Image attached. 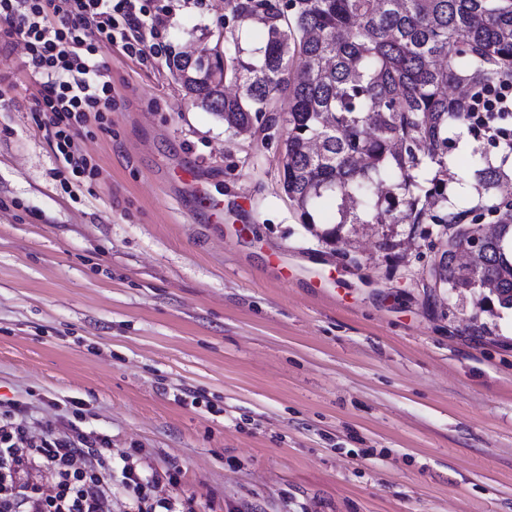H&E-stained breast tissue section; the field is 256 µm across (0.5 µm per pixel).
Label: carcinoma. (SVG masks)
<instances>
[{
    "label": "carcinoma",
    "instance_id": "obj_1",
    "mask_svg": "<svg viewBox=\"0 0 512 512\" xmlns=\"http://www.w3.org/2000/svg\"><path fill=\"white\" fill-rule=\"evenodd\" d=\"M224 30L259 27L263 44L238 41L207 63L183 53L167 61L191 105L235 131L283 123L281 182L301 223L312 229L333 199L332 227L343 239L361 224L463 225L440 253L445 286L512 309V112H492L493 137L479 141L474 105L512 89V0H225ZM237 91L230 93L227 87ZM288 108L277 112L279 99ZM464 147L472 192L461 183ZM497 224L477 261L461 263L480 218Z\"/></svg>",
    "mask_w": 512,
    "mask_h": 512
}]
</instances>
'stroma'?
<instances>
[{"instance_id": "35a3bbf8", "label": "stroma", "mask_w": 512, "mask_h": 512, "mask_svg": "<svg viewBox=\"0 0 512 512\" xmlns=\"http://www.w3.org/2000/svg\"><path fill=\"white\" fill-rule=\"evenodd\" d=\"M223 21L176 0L168 38ZM101 57L110 129L79 136L100 174L64 184L24 45L0 55V404L107 439L112 512L127 463L194 512H512V310L422 287L436 225L322 242L282 187L284 127L237 135L165 59Z\"/></svg>"}]
</instances>
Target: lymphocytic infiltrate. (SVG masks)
Returning <instances> with one entry per match:
<instances>
[{"mask_svg":"<svg viewBox=\"0 0 512 512\" xmlns=\"http://www.w3.org/2000/svg\"><path fill=\"white\" fill-rule=\"evenodd\" d=\"M171 0H0V36L21 39L37 84L34 118L49 129L64 174L94 178L99 168L77 142L89 121L108 130L112 109L103 47L141 62L171 54L163 31ZM50 475L22 483L26 466ZM131 512H186L180 498L156 495L157 481L126 466ZM0 512H112V456L105 440L28 424L23 409L0 410Z\"/></svg>","mask_w":512,"mask_h":512,"instance_id":"f902f5d3","label":"lymphocytic infiltrate"}]
</instances>
